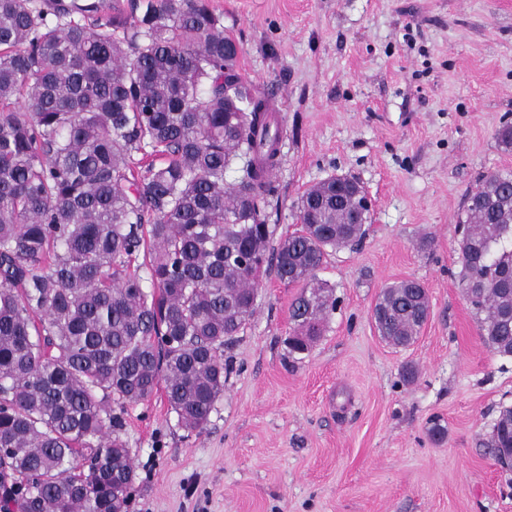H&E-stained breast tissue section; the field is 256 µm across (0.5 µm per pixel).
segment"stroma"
Segmentation results:
<instances>
[{"instance_id": "obj_1", "label": "stroma", "mask_w": 512, "mask_h": 512, "mask_svg": "<svg viewBox=\"0 0 512 512\" xmlns=\"http://www.w3.org/2000/svg\"><path fill=\"white\" fill-rule=\"evenodd\" d=\"M211 4L242 77L284 96L276 236L332 173L360 180L373 208L360 246L318 272L338 305L310 352L289 355L296 290L271 275L224 349L231 372L202 434L163 393L128 407L139 475L128 512H512V472L484 448L512 405V358L484 344L457 253L468 195L512 172L496 138L512 115V0ZM407 279L427 288L431 314L402 349L379 336L372 308Z\"/></svg>"}]
</instances>
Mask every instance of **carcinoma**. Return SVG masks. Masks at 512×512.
I'll use <instances>...</instances> for the list:
<instances>
[{
  "label": "carcinoma",
  "mask_w": 512,
  "mask_h": 512,
  "mask_svg": "<svg viewBox=\"0 0 512 512\" xmlns=\"http://www.w3.org/2000/svg\"><path fill=\"white\" fill-rule=\"evenodd\" d=\"M136 8L131 23L88 25L95 5L0 0V512H128L125 405L162 388L178 424L203 431L259 280L273 268L298 288L288 348L304 353L336 309L316 272L366 234L368 211L330 174L271 245L268 100L209 0ZM148 148L158 161L135 170ZM462 225L461 286L485 344L512 358L511 172L481 180ZM429 309L427 289L402 280L372 319L407 347ZM487 447L512 458V407Z\"/></svg>",
  "instance_id": "cac0c4a2"
}]
</instances>
